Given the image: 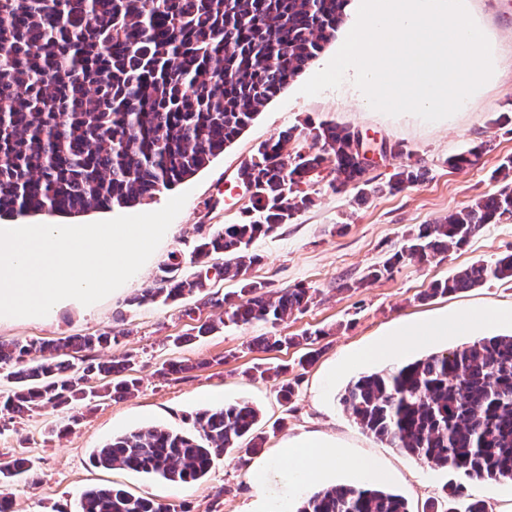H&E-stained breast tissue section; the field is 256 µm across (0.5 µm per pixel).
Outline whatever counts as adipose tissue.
<instances>
[{"mask_svg":"<svg viewBox=\"0 0 512 512\" xmlns=\"http://www.w3.org/2000/svg\"><path fill=\"white\" fill-rule=\"evenodd\" d=\"M487 326L512 330V307L461 306L448 315L399 323L391 329L387 341L363 349L353 355L351 361L355 364L373 359L394 362L409 348L451 336H466L476 328ZM285 453L293 461L290 468H283L275 458L261 459L253 464L252 478L262 493L252 502L249 512H288L291 499L304 494L344 461L333 441L312 433L291 441Z\"/></svg>","mask_w":512,"mask_h":512,"instance_id":"1","label":"adipose tissue"}]
</instances>
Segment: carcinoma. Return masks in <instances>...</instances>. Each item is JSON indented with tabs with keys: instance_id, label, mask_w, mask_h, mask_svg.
<instances>
[{
	"instance_id": "cac0c4a2",
	"label": "carcinoma",
	"mask_w": 512,
	"mask_h": 512,
	"mask_svg": "<svg viewBox=\"0 0 512 512\" xmlns=\"http://www.w3.org/2000/svg\"><path fill=\"white\" fill-rule=\"evenodd\" d=\"M350 0H0V220L72 217L140 205L193 176L224 153L265 104L284 90L336 39ZM307 135L312 144L290 153ZM357 131L321 122L290 128L261 143L249 163L256 187L251 205L195 247L192 273L177 276L174 252L155 285L131 300L142 306L177 301L212 282L241 280L235 298L216 301L218 323L276 325L313 300L303 285L274 294L245 279L261 261L252 243L312 203L306 187L324 172L341 191L365 184ZM480 147L448 158L456 169L475 166ZM411 164L393 175L396 191L421 181ZM499 189L421 224L406 245L364 283L405 262L423 263L464 246L487 224L512 219V157L494 169ZM222 263L206 261L210 255ZM489 280H512V253L474 263L437 280L421 296L466 292ZM117 341L110 331L57 341L0 340V367L16 388L0 411L23 415L87 399L98 374L120 375L132 360L97 362L88 352ZM296 337L260 336L266 351ZM359 427L392 448L469 478L512 481V334L480 338L350 382L340 398ZM259 411L248 403L213 407L193 417L194 432L160 426L113 438L91 456L97 468L158 475L192 483L213 456L260 447ZM30 470L16 456L0 467L10 478ZM79 512H185L184 506L96 486ZM297 512H410L392 492L334 485L306 497Z\"/></svg>"
}]
</instances>
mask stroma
<instances>
[{
    "label": "stroma",
    "instance_id": "1",
    "mask_svg": "<svg viewBox=\"0 0 512 512\" xmlns=\"http://www.w3.org/2000/svg\"><path fill=\"white\" fill-rule=\"evenodd\" d=\"M471 5L488 33L497 72L479 92L473 110L459 113L453 126L427 123L412 114H383L345 86L302 95L301 86L335 55V44H328L223 154L195 176L139 205V212H152L175 195H189L138 277L91 312L65 309L47 322H0L4 340H54L112 331L118 341L98 349L99 360L131 356V375L140 381L134 394L97 398L69 412L47 408L21 416L0 413V465L17 453L33 463L31 475L12 479L4 487L11 497V512H76L82 491L102 485L162 503H181L188 512H244L259 494L249 477L256 457L276 454L289 440L313 432L335 441L350 458L363 457L389 471L386 490L403 496L410 512H423L451 484L462 491L458 512H464L472 499L484 500L488 512H512L511 481L471 479L388 447L364 432L340 404L351 381L381 369L373 362L347 365L348 356L379 341L396 323L464 305L512 303V281H490L464 293L423 298L433 281L447 279L458 268L512 252V220L484 226L463 247L427 263L407 262L375 282H361L369 269L401 249L419 225L492 193L497 187L493 169L503 157L512 156V0H471ZM323 121L361 131L377 149L367 168L368 184L362 191L350 187L340 192L325 179L310 186L312 205L254 242L262 260L247 273L248 279L265 283L271 292L297 284L315 289L314 302L276 328L284 336L324 331L316 344L320 354L311 365L299 364L307 350L303 344L269 352L254 348V338L269 330L262 323L229 325L191 338L194 327L217 315L216 309L194 297L132 306V298L160 277L171 252H181V272L189 274L194 270L193 249L206 228L240 219L250 202L234 176L259 144L290 127ZM477 145L484 148L477 166H449L450 156ZM395 146L400 154H392ZM405 164L419 166L423 180L400 192L389 191L388 182ZM172 359L191 364V371L176 380L162 377V365ZM257 364L281 366L285 372L255 378L249 369ZM291 379L297 382L295 397L285 405L277 389ZM210 391L223 392L225 403L245 401L258 409L257 430L264 437L259 453L234 450L220 455L203 479L189 485L93 466L92 451L113 437L154 425L188 430L189 416L210 408Z\"/></svg>",
    "mask_w": 512,
    "mask_h": 512
}]
</instances>
